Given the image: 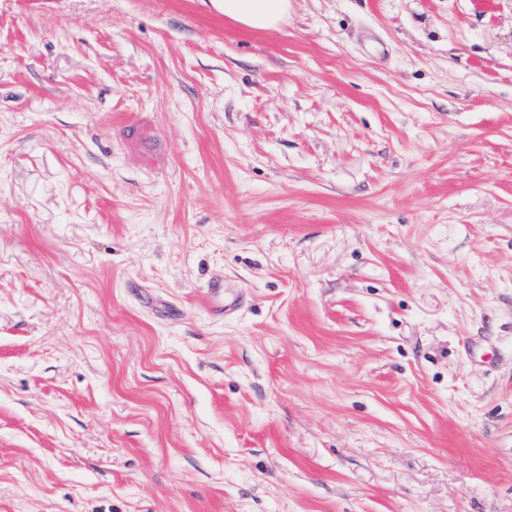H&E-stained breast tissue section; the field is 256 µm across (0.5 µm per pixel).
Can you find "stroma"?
I'll return each mask as SVG.
<instances>
[{
  "label": "stroma",
  "mask_w": 512,
  "mask_h": 512,
  "mask_svg": "<svg viewBox=\"0 0 512 512\" xmlns=\"http://www.w3.org/2000/svg\"><path fill=\"white\" fill-rule=\"evenodd\" d=\"M0 512H512V0H0ZM224 18L251 30H279L288 19L292 0H209Z\"/></svg>",
  "instance_id": "obj_1"
}]
</instances>
